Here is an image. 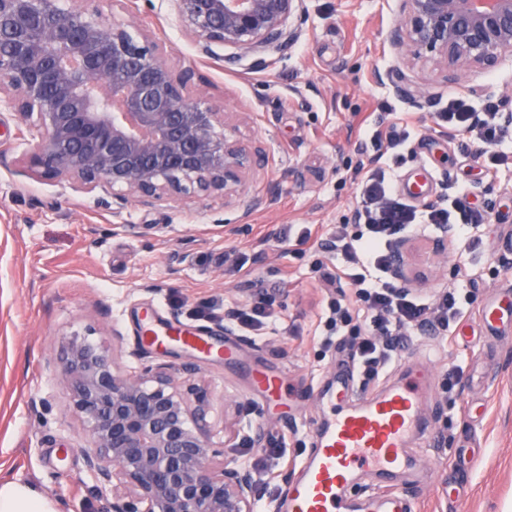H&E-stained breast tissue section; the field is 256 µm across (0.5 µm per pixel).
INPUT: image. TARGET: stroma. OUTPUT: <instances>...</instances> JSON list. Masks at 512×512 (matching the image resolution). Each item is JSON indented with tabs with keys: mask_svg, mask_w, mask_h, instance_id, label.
Segmentation results:
<instances>
[{
	"mask_svg": "<svg viewBox=\"0 0 512 512\" xmlns=\"http://www.w3.org/2000/svg\"><path fill=\"white\" fill-rule=\"evenodd\" d=\"M94 6L151 32L174 70L202 75L188 93L243 115L240 133L259 154L234 203L132 200L116 214L102 190L25 175L37 140L17 113L0 112V483L36 489L55 512H112L111 492L85 470L86 424L60 380L62 350L76 336L117 369L166 364L187 397L204 393L208 435L225 458L242 452L224 437L239 414L266 442L287 440V477L256 501L257 512H276L310 428L331 417L318 393L357 373L345 347L325 338L344 262L332 242L365 230L353 215L367 169L384 173L418 218L433 205L454 209L462 196L489 213L488 223L451 232L447 246L431 225L412 239L404 286L425 301L454 291L470 334L446 343L441 330L412 328L376 383L384 388L419 362L431 378L429 445L417 452L416 477L398 475L395 487L414 512H512V332L489 337L478 321L485 299L512 288V134L480 157L476 137L436 120L452 96L479 113L512 110V64L440 85L390 42L399 0H306L292 46L241 60L228 47L221 61L198 52L174 0ZM393 68L419 90L420 105L378 81ZM400 112L410 115L409 137L377 155L372 131ZM258 302L270 319L258 330L238 326L232 311ZM152 311L164 324L234 341L235 360L142 343ZM257 369L279 375L280 395L257 391ZM463 452L478 456L476 468H463Z\"/></svg>",
	"mask_w": 512,
	"mask_h": 512,
	"instance_id": "35a3bbf8",
	"label": "stroma"
}]
</instances>
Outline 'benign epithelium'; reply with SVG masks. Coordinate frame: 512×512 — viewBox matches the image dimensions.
Here are the masks:
<instances>
[{
  "mask_svg": "<svg viewBox=\"0 0 512 512\" xmlns=\"http://www.w3.org/2000/svg\"><path fill=\"white\" fill-rule=\"evenodd\" d=\"M90 0H0V111L38 136L27 173L102 188L118 209L185 196L231 200L256 152L175 73L158 44ZM199 51L282 49L298 38L304 0H175ZM392 42L442 82L512 62V0H402ZM407 240L391 254L404 278ZM87 423L86 471L112 487V512H255L252 462L217 460L207 405L192 406L164 365L114 368L106 350L72 339L60 372Z\"/></svg>",
  "mask_w": 512,
  "mask_h": 512,
  "instance_id": "obj_1",
  "label": "benign epithelium"
}]
</instances>
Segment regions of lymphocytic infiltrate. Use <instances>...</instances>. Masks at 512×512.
Instances as JSON below:
<instances>
[{
    "label": "lymphocytic infiltrate",
    "mask_w": 512,
    "mask_h": 512,
    "mask_svg": "<svg viewBox=\"0 0 512 512\" xmlns=\"http://www.w3.org/2000/svg\"><path fill=\"white\" fill-rule=\"evenodd\" d=\"M437 119L456 132L476 135L488 146L507 133L506 126L480 118L458 98L450 99L447 110L438 113ZM354 221L366 225L368 235L350 240L337 234L335 248L348 263L337 268L336 277L354 288L356 302L367 315L355 320L348 305L340 300L332 304L331 310L333 325L349 328L355 337L352 356L360 385L366 388L392 363L409 328L428 324L445 330L460 322L465 313L453 292H443L429 304L412 299L407 290L388 280L391 238L417 233L419 227L415 210L392 194L378 172L368 173L361 181Z\"/></svg>",
    "instance_id": "f902f5d3"
}]
</instances>
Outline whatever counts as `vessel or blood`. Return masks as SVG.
<instances>
[{"instance_id":"obj_1","label":"vessel or blood","mask_w":512,"mask_h":512,"mask_svg":"<svg viewBox=\"0 0 512 512\" xmlns=\"http://www.w3.org/2000/svg\"><path fill=\"white\" fill-rule=\"evenodd\" d=\"M479 321L490 336L512 325V290L501 289L486 299ZM141 338L157 347L175 343L227 361L236 356L234 344L218 343L190 329L162 331L147 324ZM428 386L427 374L415 370L351 404L347 386L339 385L330 395L333 419L314 429L312 450L299 462L297 477L283 492L285 512H349L348 492L358 488L362 473L369 471L388 481L410 472L411 444L428 431L421 411ZM368 499L373 512H412L411 502L391 490L369 494Z\"/></svg>"}]
</instances>
